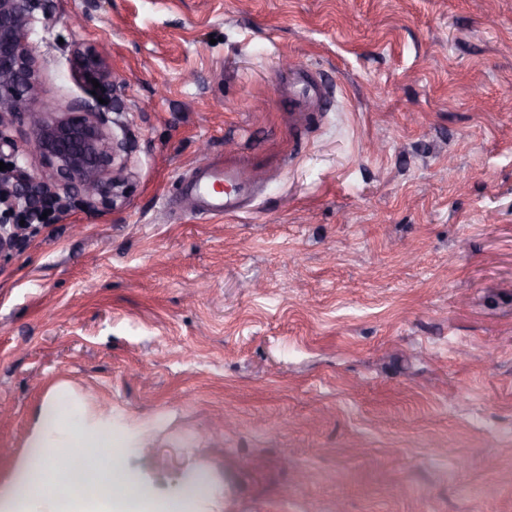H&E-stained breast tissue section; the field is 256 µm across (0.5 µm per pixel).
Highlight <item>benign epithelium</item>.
<instances>
[{"mask_svg": "<svg viewBox=\"0 0 512 512\" xmlns=\"http://www.w3.org/2000/svg\"><path fill=\"white\" fill-rule=\"evenodd\" d=\"M37 8L38 0H0V144L6 142L1 128L27 118L30 145L61 185L79 186L91 206L110 203L123 185L121 172L129 152L127 142L112 134L105 105L98 101L112 98V76L90 54L79 55L76 76L86 96L57 111L46 97L28 42ZM94 79L99 86H93ZM34 185L26 173L11 184L0 179V204L6 206L0 210V254L13 248L18 235L9 211L35 200Z\"/></svg>", "mask_w": 512, "mask_h": 512, "instance_id": "7a95c632", "label": "benign epithelium"}]
</instances>
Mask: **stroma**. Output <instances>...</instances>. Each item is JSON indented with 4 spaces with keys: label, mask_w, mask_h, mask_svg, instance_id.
<instances>
[{
    "label": "stroma",
    "mask_w": 512,
    "mask_h": 512,
    "mask_svg": "<svg viewBox=\"0 0 512 512\" xmlns=\"http://www.w3.org/2000/svg\"><path fill=\"white\" fill-rule=\"evenodd\" d=\"M116 90L126 189L20 208L0 257V484L68 384L190 512H512V0H43ZM322 99L298 118L292 70ZM0 147L42 170L20 119ZM259 174L215 216L199 170Z\"/></svg>",
    "instance_id": "obj_1"
}]
</instances>
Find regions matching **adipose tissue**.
<instances>
[{
    "label": "adipose tissue",
    "instance_id": "ef3b65f1",
    "mask_svg": "<svg viewBox=\"0 0 512 512\" xmlns=\"http://www.w3.org/2000/svg\"><path fill=\"white\" fill-rule=\"evenodd\" d=\"M31 446L30 461L0 486V512H150V490L126 467L111 417L89 420L55 391Z\"/></svg>",
    "mask_w": 512,
    "mask_h": 512
}]
</instances>
